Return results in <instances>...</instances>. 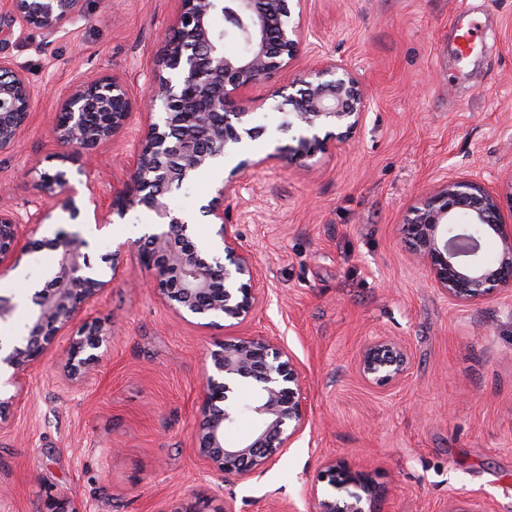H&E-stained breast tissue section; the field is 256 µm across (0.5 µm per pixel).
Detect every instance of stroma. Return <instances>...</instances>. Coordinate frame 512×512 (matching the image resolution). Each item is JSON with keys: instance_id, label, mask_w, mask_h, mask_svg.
I'll use <instances>...</instances> for the list:
<instances>
[{"instance_id": "35a3bbf8", "label": "stroma", "mask_w": 512, "mask_h": 512, "mask_svg": "<svg viewBox=\"0 0 512 512\" xmlns=\"http://www.w3.org/2000/svg\"><path fill=\"white\" fill-rule=\"evenodd\" d=\"M181 0H112L54 37L0 30V57L25 71L37 92L14 150L0 154V206L35 212L39 176L60 168L48 137L59 98L75 79L117 76L140 104L160 34ZM290 70L254 87L264 133L242 158L202 169L172 194L176 214L196 219L193 240L211 249L215 225L198 209L239 160L251 161L224 217L252 258L259 305L247 321L202 328L176 317L147 286L136 253L155 217L143 206L104 230L81 225L93 265L119 254L118 277L82 312L112 334L87 378L65 380L70 334L30 366L0 423V512H43L47 496L77 512H178L198 501L209 512H316L312 489L326 460L369 471L386 492L380 512H512V287L467 306L448 300L416 262L403 218L444 180L481 173L488 189L512 174V0H302ZM477 48L455 51L458 27ZM337 61L353 68L368 109L351 138L307 164L289 161L273 88L294 72ZM143 134L133 113L71 182L88 206L87 183L111 201L123 179L112 158ZM37 245L0 275L15 306L0 333L26 335L31 291L57 264L47 247L68 215L55 210ZM261 336L285 346L302 379L309 423L276 461L247 478L218 479L199 457L196 430L208 356L224 340ZM381 336L406 346L408 375L380 387L356 370Z\"/></svg>"}]
</instances>
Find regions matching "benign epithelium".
Here are the masks:
<instances>
[{"label":"benign epithelium","mask_w":512,"mask_h":512,"mask_svg":"<svg viewBox=\"0 0 512 512\" xmlns=\"http://www.w3.org/2000/svg\"><path fill=\"white\" fill-rule=\"evenodd\" d=\"M0 15L6 25L20 30L35 28L46 37L84 17V0H7ZM301 0H182L181 12L161 38L158 70L144 101L156 115L122 167L126 180L112 185L106 209L94 205L97 230L111 224L137 205L152 210L161 230L143 237L138 247L140 264L149 273L150 286L181 319L192 316L211 326L215 318L240 323L254 313L258 296L252 288V261L238 243L231 225L224 222V199L235 190V169L216 196L201 207L213 224L224 251L223 264L199 252L187 234V222L168 203L200 168L207 167L236 148L243 137L263 134L251 125L260 108L250 91L273 81L288 69L300 37V25L291 24L293 3ZM224 11V29L212 25ZM244 40V52L224 50L226 38ZM292 92L274 91L288 107L280 130L293 144L285 149L288 161L301 162L323 153L350 137L367 108V96L354 70L332 62L295 73ZM35 89L24 71L0 60V153L14 149L26 124ZM49 136L61 149L57 159L72 165L100 144L116 138L133 112L124 82L114 76L79 81L62 98ZM506 198L490 191L477 177L445 180L421 194L403 219L417 261L429 272L434 286L459 305L484 300L512 284V224L503 215V202L512 203V176L504 184ZM39 194L63 200L71 220L81 215L70 183V169L42 173ZM52 216V209L22 216L0 208V272L15 268L37 227ZM495 239L498 261L490 265L480 253L481 241ZM50 245L59 251L54 275L36 292L26 344L8 346L0 336V375L6 383L19 381L30 365L60 332L77 327L65 356L66 377H84L101 359L99 349L110 334L96 321L77 322L85 304L107 288L118 272L121 252L112 256L110 278L93 270L87 241L76 232L61 230ZM406 348L390 337L368 343L357 361V371L367 382L393 385L408 375ZM246 380L255 398L248 411L255 430L238 444H224V430L241 412L238 384ZM204 400L198 429V452L212 472L227 478H245L281 456L304 432L309 419L301 376L293 355L261 337L226 340L210 353L205 369ZM321 481L328 489L317 496V512H378L383 492L368 474L353 472L334 459L323 466Z\"/></svg>","instance_id":"7a95c632"}]
</instances>
